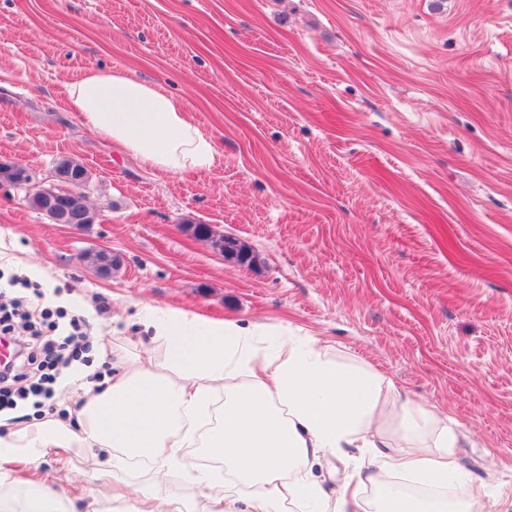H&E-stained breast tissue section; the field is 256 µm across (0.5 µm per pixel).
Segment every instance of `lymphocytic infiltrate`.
Masks as SVG:
<instances>
[{
  "mask_svg": "<svg viewBox=\"0 0 512 512\" xmlns=\"http://www.w3.org/2000/svg\"><path fill=\"white\" fill-rule=\"evenodd\" d=\"M27 297L0 302V339L14 346V358L0 365V412L31 401L35 416L56 410V386L67 369L91 367L93 359L84 343L77 319L64 312L30 311Z\"/></svg>",
  "mask_w": 512,
  "mask_h": 512,
  "instance_id": "lymphocytic-infiltrate-1",
  "label": "lymphocytic infiltrate"
}]
</instances>
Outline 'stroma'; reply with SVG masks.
Listing matches in <instances>:
<instances>
[{"label": "stroma", "instance_id": "obj_1", "mask_svg": "<svg viewBox=\"0 0 512 512\" xmlns=\"http://www.w3.org/2000/svg\"><path fill=\"white\" fill-rule=\"evenodd\" d=\"M90 70L166 88L219 164L103 140L65 96ZM64 157L94 223L0 185V278L85 318L96 364L148 346L144 302L282 324L454 419L487 505L512 491V0H0V159L47 187ZM199 225H205L209 232L205 238L210 240L211 243L215 242L213 247L218 251L224 250V258L232 261L240 266L254 268L259 265L258 254L246 246L238 238L229 235L215 236L208 224H187L185 230L194 237H201Z\"/></svg>", "mask_w": 512, "mask_h": 512}]
</instances>
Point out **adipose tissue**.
Wrapping results in <instances>:
<instances>
[{"instance_id": "adipose-tissue-1", "label": "adipose tissue", "mask_w": 512, "mask_h": 512, "mask_svg": "<svg viewBox=\"0 0 512 512\" xmlns=\"http://www.w3.org/2000/svg\"><path fill=\"white\" fill-rule=\"evenodd\" d=\"M66 95L86 126L149 169L203 172L220 160L213 139L159 84L94 70L67 84ZM141 313L150 348L133 356L113 347L112 376L86 389L67 418H0V512H80L79 500L81 512H484L455 460L453 425L436 407L396 395L391 380L339 365L317 340L277 324L244 327L147 303ZM219 394L224 402L211 411ZM345 448L359 454L341 485L326 489L312 466ZM87 454L100 486L68 493L65 474ZM50 459L56 469L41 473ZM135 466L153 476L137 499L124 479ZM175 470L193 499L168 483ZM389 473L453 484L454 508L417 502L384 482ZM369 487L371 501L362 496Z\"/></svg>"}]
</instances>
